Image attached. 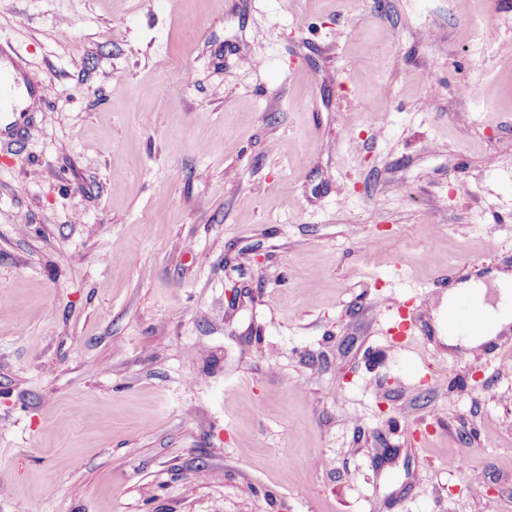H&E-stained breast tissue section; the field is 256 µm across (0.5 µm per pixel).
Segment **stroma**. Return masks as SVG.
<instances>
[{"mask_svg":"<svg viewBox=\"0 0 512 512\" xmlns=\"http://www.w3.org/2000/svg\"><path fill=\"white\" fill-rule=\"evenodd\" d=\"M1 45L0 512H512V351L430 315L512 269V0H0ZM18 87L20 83L15 72L0 65V112H5L8 108L16 112L17 104L13 99L7 98L6 93H13Z\"/></svg>","mask_w":512,"mask_h":512,"instance_id":"obj_1","label":"stroma"}]
</instances>
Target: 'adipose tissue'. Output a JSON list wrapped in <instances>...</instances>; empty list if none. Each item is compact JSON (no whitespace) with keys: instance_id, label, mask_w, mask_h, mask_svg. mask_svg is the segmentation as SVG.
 Here are the masks:
<instances>
[{"instance_id":"ef3b65f1","label":"adipose tissue","mask_w":512,"mask_h":512,"mask_svg":"<svg viewBox=\"0 0 512 512\" xmlns=\"http://www.w3.org/2000/svg\"><path fill=\"white\" fill-rule=\"evenodd\" d=\"M473 295L482 305L486 315L485 329L475 336L449 335L444 320L448 307L457 295ZM434 328L442 344L463 349L466 352L481 350L497 339L498 335L512 327V273H492L489 279L469 277L454 283L439 299L432 311Z\"/></svg>"}]
</instances>
